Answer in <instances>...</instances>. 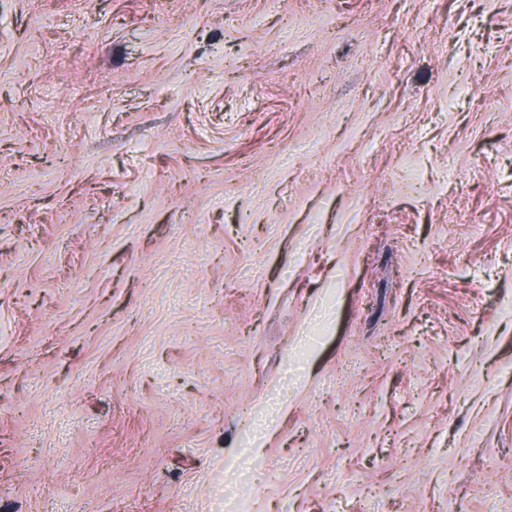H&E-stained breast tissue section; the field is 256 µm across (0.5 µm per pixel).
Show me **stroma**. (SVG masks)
I'll list each match as a JSON object with an SVG mask.
<instances>
[{
  "mask_svg": "<svg viewBox=\"0 0 512 512\" xmlns=\"http://www.w3.org/2000/svg\"><path fill=\"white\" fill-rule=\"evenodd\" d=\"M512 512V0H0V512Z\"/></svg>",
  "mask_w": 512,
  "mask_h": 512,
  "instance_id": "obj_1",
  "label": "stroma"
}]
</instances>
